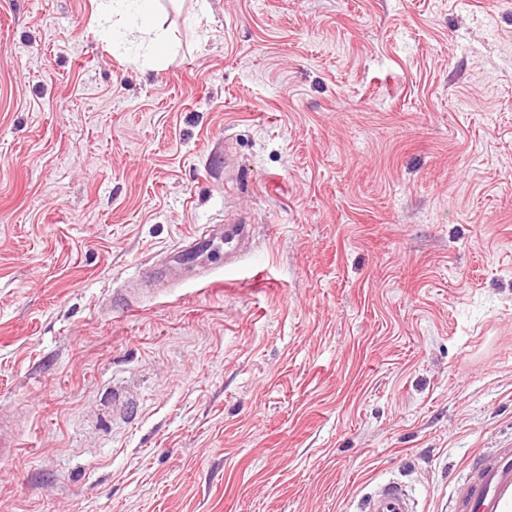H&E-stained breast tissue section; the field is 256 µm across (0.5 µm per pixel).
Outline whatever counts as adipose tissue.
Segmentation results:
<instances>
[{"instance_id": "ef3b65f1", "label": "adipose tissue", "mask_w": 512, "mask_h": 512, "mask_svg": "<svg viewBox=\"0 0 512 512\" xmlns=\"http://www.w3.org/2000/svg\"><path fill=\"white\" fill-rule=\"evenodd\" d=\"M155 5L156 0H94L90 26L105 45L146 48L152 64L159 66L165 36L148 22Z\"/></svg>"}]
</instances>
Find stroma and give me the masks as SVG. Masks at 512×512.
<instances>
[{
	"instance_id": "obj_1",
	"label": "stroma",
	"mask_w": 512,
	"mask_h": 512,
	"mask_svg": "<svg viewBox=\"0 0 512 512\" xmlns=\"http://www.w3.org/2000/svg\"><path fill=\"white\" fill-rule=\"evenodd\" d=\"M92 10L0 0V512H453L512 439V0H158L161 69ZM210 242V233L199 229L188 237L185 245L172 257V261L186 263L191 256L207 250ZM414 501L406 488L396 482H388L363 499L361 512H414Z\"/></svg>"
}]
</instances>
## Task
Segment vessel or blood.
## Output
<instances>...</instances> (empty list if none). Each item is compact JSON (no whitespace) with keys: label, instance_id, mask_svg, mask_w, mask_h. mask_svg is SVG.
<instances>
[{"label":"vessel or blood","instance_id":"vessel-or-blood-1","mask_svg":"<svg viewBox=\"0 0 512 512\" xmlns=\"http://www.w3.org/2000/svg\"><path fill=\"white\" fill-rule=\"evenodd\" d=\"M210 242L208 231L194 232L175 254V262H187L191 256L207 250ZM455 510L512 512V440L473 460L464 477ZM361 512H415V507L403 485L388 482L364 498Z\"/></svg>","mask_w":512,"mask_h":512}]
</instances>
